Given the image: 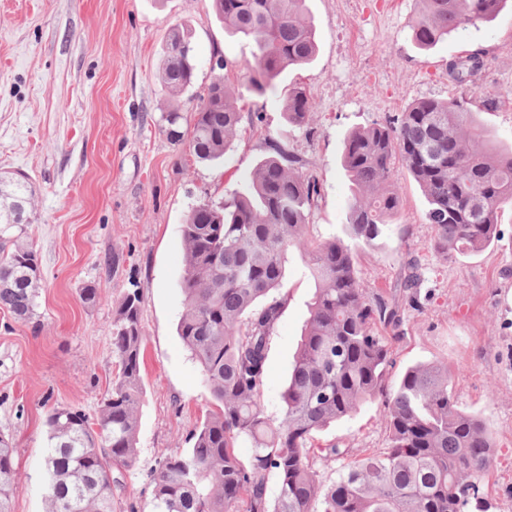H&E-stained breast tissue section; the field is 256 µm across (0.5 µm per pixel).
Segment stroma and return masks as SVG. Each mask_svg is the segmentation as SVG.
<instances>
[{
  "label": "stroma",
  "instance_id": "1",
  "mask_svg": "<svg viewBox=\"0 0 512 512\" xmlns=\"http://www.w3.org/2000/svg\"><path fill=\"white\" fill-rule=\"evenodd\" d=\"M318 52L284 71L260 94L241 78L251 45L225 34L213 0H0V172L29 176L38 217L29 228L43 272L37 323L0 312V431L13 437L21 486L12 512H44L46 412L57 403L95 414L117 371L112 320L124 291L143 298L144 394L139 462L119 469L122 503L149 512L150 470L162 453L182 450L215 401L176 334L183 294L181 226L189 206L239 191L270 141L285 133L284 91L305 88L315 104L308 129L288 135L298 168L321 186L310 235L326 238L344 223L350 201L340 167L352 129L381 123L421 98L448 99L449 60L483 52L477 97L512 87V9L469 25L423 51L412 40L419 0H306ZM194 33L195 85L182 97L198 103L228 64L226 85L244 115L218 165L196 162L187 146L156 121L170 93L159 78L170 29ZM391 181L399 196L392 223L401 238L360 252L358 275L368 294L398 308L389 382L411 365L447 363L459 409L481 416L495 436L482 481L495 512H512V211L501 216L499 240L475 255L444 259L429 241L424 194L402 162ZM417 259L416 300L401 288L405 258ZM98 287L87 306L82 288ZM288 306L271 340L263 402L279 417L281 393L309 316L312 282L292 257ZM337 443L348 459L389 445L380 402L318 433L315 445Z\"/></svg>",
  "mask_w": 512,
  "mask_h": 512
}]
</instances>
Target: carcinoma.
I'll use <instances>...</instances> for the list:
<instances>
[{
    "label": "carcinoma",
    "instance_id": "cac0c4a2",
    "mask_svg": "<svg viewBox=\"0 0 512 512\" xmlns=\"http://www.w3.org/2000/svg\"><path fill=\"white\" fill-rule=\"evenodd\" d=\"M512 0H419L412 39L424 50L448 34L495 18ZM232 37L253 47L245 79L252 90L275 87L290 67L310 64L318 51L306 0H213ZM192 30L171 28L160 79L176 97L196 80ZM458 69L448 66L456 96L427 98L404 112L344 138L340 164L351 201L340 234L309 238L317 181L294 168L288 136L271 142L273 155L257 162L234 196L191 206L181 234L184 296L176 333L198 364L221 411L206 417L190 446L163 454L153 474L151 512H490L480 477L490 467L494 442L486 423L453 401L451 371L441 362L406 369L387 383L391 349L375 325H397V310L370 298L357 273V254L393 232L390 214L399 197L391 172L400 158L422 189L433 228L431 246L443 257L472 255L492 245L499 217L512 210V147L499 148L474 120V78L485 66L474 52ZM206 106L185 112L160 109V130L185 144L199 162L217 164L237 134L243 113L224 76L203 96ZM313 101L305 90H287L286 126L304 130ZM33 194L24 176L0 177V310L18 323L37 317L42 288L37 252L28 232ZM314 284L309 317L281 393L282 415L273 420L262 396L270 341L288 295L281 293L293 253ZM401 287L417 297L415 261ZM142 298L125 292L112 320V353L118 371L89 418L56 404L46 420V512H118L112 468L138 462V409L144 336ZM381 402L390 445L346 463L336 443L316 447L314 435ZM245 441L244 463L235 448ZM12 438L0 434V512L19 490ZM335 464L324 482L314 459Z\"/></svg>",
    "mask_w": 512,
    "mask_h": 512
}]
</instances>
